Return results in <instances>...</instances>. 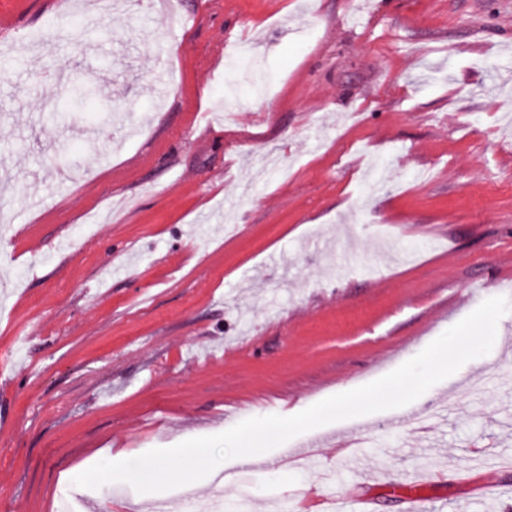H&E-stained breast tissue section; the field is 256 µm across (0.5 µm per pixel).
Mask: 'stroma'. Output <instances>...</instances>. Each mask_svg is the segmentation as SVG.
I'll return each instance as SVG.
<instances>
[{"instance_id":"35a3bbf8","label":"stroma","mask_w":512,"mask_h":512,"mask_svg":"<svg viewBox=\"0 0 512 512\" xmlns=\"http://www.w3.org/2000/svg\"><path fill=\"white\" fill-rule=\"evenodd\" d=\"M0 0V512H148L75 488L103 460L292 416L368 384L512 268V0ZM66 86L91 87L73 106ZM322 147H305L308 131ZM116 140L107 152L96 141ZM305 432L172 500L502 512L512 356ZM437 469V483H415Z\"/></svg>"}]
</instances>
